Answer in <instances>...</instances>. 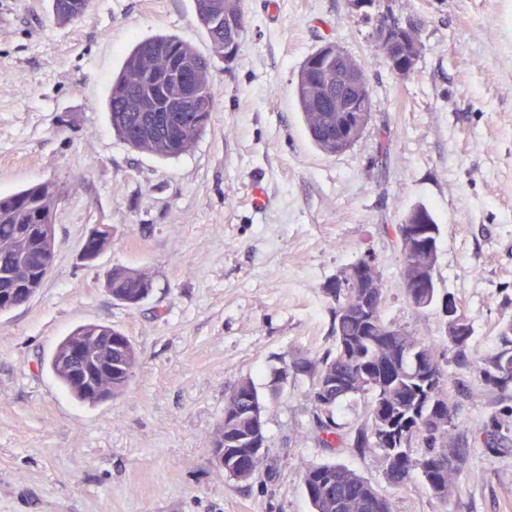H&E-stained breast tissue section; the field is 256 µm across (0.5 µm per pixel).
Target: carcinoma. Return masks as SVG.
Instances as JSON below:
<instances>
[{
    "label": "carcinoma",
    "instance_id": "cac0c4a2",
    "mask_svg": "<svg viewBox=\"0 0 512 512\" xmlns=\"http://www.w3.org/2000/svg\"><path fill=\"white\" fill-rule=\"evenodd\" d=\"M88 0H51L54 18L70 22L85 13ZM197 17L211 44L213 58L238 54L246 32L243 24H210L207 13L224 14L229 8L243 13L242 0H194ZM177 54L200 64L194 78L200 86L195 108L186 110L167 103L171 75L160 69L162 55ZM212 58L172 34H157L137 42L127 53L112 80L107 100L112 130L131 148L160 159L177 158L188 152L207 129L217 90L211 79ZM320 89L296 86V98L311 141L327 154L336 153V112L319 108ZM146 103L155 112L153 122L142 121L137 107ZM59 190L45 182L10 195L0 196V297H32L41 287L54 260L56 238L44 227L56 222ZM112 244L107 229H94L87 236L83 254L99 256ZM106 286L112 297L135 307L152 292L144 272L114 269ZM333 304L335 347L320 361L292 359L289 368L312 378L310 397L319 444L324 448L352 442L358 449L381 451L384 473L393 486L411 477L436 499L446 503L457 496V476L467 462L466 436L459 431L448 359L425 339L383 319L382 308L368 304L355 311L357 302L340 288H322ZM448 352L461 366L473 369L481 382L512 399V321L498 330L499 346L491 354L470 353L472 328L458 334L447 328ZM96 346L84 363V380H74L66 360L77 339ZM138 365L136 348L121 331L103 324L76 328L58 344L50 367L77 400L97 404L127 392ZM367 400V411L349 433L335 420L338 405L348 398ZM263 412L253 381L243 378L224 406V417L210 440V452H224V474L240 482L251 481L264 457L266 435ZM425 451L412 455L413 443ZM302 482L312 512H393L390 499L370 481L336 462L309 465Z\"/></svg>",
    "mask_w": 512,
    "mask_h": 512
}]
</instances>
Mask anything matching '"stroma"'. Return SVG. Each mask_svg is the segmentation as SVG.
Instances as JSON below:
<instances>
[{"mask_svg": "<svg viewBox=\"0 0 512 512\" xmlns=\"http://www.w3.org/2000/svg\"><path fill=\"white\" fill-rule=\"evenodd\" d=\"M385 6L419 28L402 78L349 0H243L239 53L212 69L210 125L160 159L118 140L106 98L135 41L174 34L210 56L193 0H90L66 24L50 0H0V194L62 190L52 269L0 314V512H311L301 475L326 461L371 481L394 512H512V400L469 370L447 366L469 459L445 503L415 478L389 485L378 449L321 447L310 377L280 376L295 356L333 349L323 288L368 252L385 321L447 352L440 306L416 309L402 288L394 229L419 205L440 226L436 286L471 323V347L492 353L512 320V0ZM328 41L363 64L372 92L363 134L336 155L311 143L294 94ZM99 225L112 246L83 261ZM115 268L148 273L151 295L114 300ZM92 323L139 356L126 395L95 405L49 367L60 339ZM246 377L268 450L243 484L215 468L209 439Z\"/></svg>", "mask_w": 512, "mask_h": 512, "instance_id": "1", "label": "stroma"}]
</instances>
